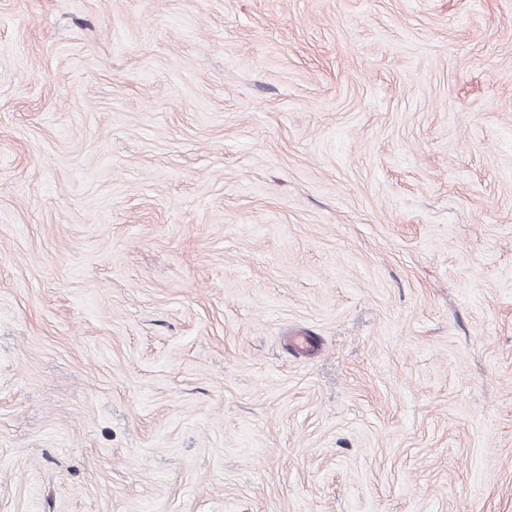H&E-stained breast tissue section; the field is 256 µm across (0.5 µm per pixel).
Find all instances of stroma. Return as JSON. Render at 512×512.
Listing matches in <instances>:
<instances>
[{
  "label": "stroma",
  "instance_id": "stroma-1",
  "mask_svg": "<svg viewBox=\"0 0 512 512\" xmlns=\"http://www.w3.org/2000/svg\"><path fill=\"white\" fill-rule=\"evenodd\" d=\"M0 512H512V0H0Z\"/></svg>",
  "mask_w": 512,
  "mask_h": 512
}]
</instances>
